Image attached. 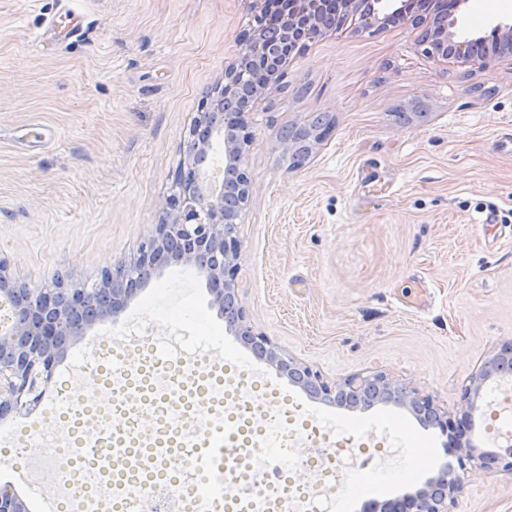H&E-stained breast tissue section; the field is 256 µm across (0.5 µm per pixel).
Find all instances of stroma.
<instances>
[{
	"label": "stroma",
	"mask_w": 512,
	"mask_h": 512,
	"mask_svg": "<svg viewBox=\"0 0 512 512\" xmlns=\"http://www.w3.org/2000/svg\"><path fill=\"white\" fill-rule=\"evenodd\" d=\"M67 9L79 37L50 27ZM498 20L512 10L467 0L456 32ZM252 24L250 0H0V258L15 278L89 287L134 260ZM318 115L330 134L291 166L281 130ZM245 119L252 189L234 288L253 331L328 383L381 372L457 419L472 376L512 343V59L451 68L417 31L348 24L292 56ZM160 325L189 351L223 344L230 365L252 355L205 278L172 264L68 346L49 392L92 338L125 344ZM335 414L369 434L391 419L402 445L348 512L414 493L446 463L462 483L449 512H512V473L446 455L408 408Z\"/></svg>",
	"instance_id": "1"
}]
</instances>
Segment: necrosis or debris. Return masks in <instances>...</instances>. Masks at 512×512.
Wrapping results in <instances>:
<instances>
[{
  "label": "necrosis or debris",
  "instance_id": "obj_1",
  "mask_svg": "<svg viewBox=\"0 0 512 512\" xmlns=\"http://www.w3.org/2000/svg\"><path fill=\"white\" fill-rule=\"evenodd\" d=\"M154 349L153 337L133 339L105 348L88 369L96 401L84 416L105 424L94 440L109 453L93 481H80L68 450L37 449L28 456L37 472L60 473V494L73 498L78 512H315V500L330 496L355 458L388 446L376 436L329 440L261 386H248L209 359L165 361ZM148 417L157 424L151 434L142 428ZM218 434L231 450L224 459V487L233 497L200 505L190 488L158 479L162 467L178 476L201 465ZM273 438L285 466L261 456ZM300 470L313 473L314 481L298 484L294 475Z\"/></svg>",
  "mask_w": 512,
  "mask_h": 512
}]
</instances>
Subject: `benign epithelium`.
<instances>
[{"instance_id":"1","label":"benign epithelium","mask_w":512,"mask_h":512,"mask_svg":"<svg viewBox=\"0 0 512 512\" xmlns=\"http://www.w3.org/2000/svg\"><path fill=\"white\" fill-rule=\"evenodd\" d=\"M466 0H455L454 12L447 13L444 0H252L256 26L241 40L238 56L225 66L224 86L231 88L251 81L252 68L262 62L266 81L254 86L250 101L256 102L277 85L285 61L304 51L309 43L342 26L338 14L359 17L361 26L399 24L421 30L420 43L432 58L448 65H470L488 69L497 60L482 52L480 39L455 40L456 13ZM245 109H234L232 97L220 90L209 96L197 113L183 153L176 183L168 197L163 217L154 234L145 241L138 257L115 272L102 271L90 288L77 287L57 277L49 285L35 286L13 277L6 261L0 259V305L12 310L10 328L0 332V417L37 406L43 399L68 339L108 318H116L129 301L151 279L172 263L190 264L202 274L213 296V304L227 325L247 345L260 346L268 361L281 374L308 392L330 402L343 392L345 401L370 408L374 389L393 393L398 402L407 392L392 386L387 376L376 373L352 377L331 386L321 374L293 358L284 359L263 335L247 324L246 315L235 303L233 281L240 256L235 224L248 202L252 179L243 168L245 140L238 131L245 128ZM224 146V180L217 182L203 165L214 150L216 139ZM512 371V353L498 352L481 366L473 386L465 390L468 409L458 419L472 420L475 398L482 384L493 375ZM413 408L430 418V425L453 439L457 423H448L428 399L410 400ZM485 468L496 466L512 472V456L481 453ZM458 480L442 468L414 495L375 504V512H448ZM0 512H27L24 501L11 489H0Z\"/></svg>"}]
</instances>
